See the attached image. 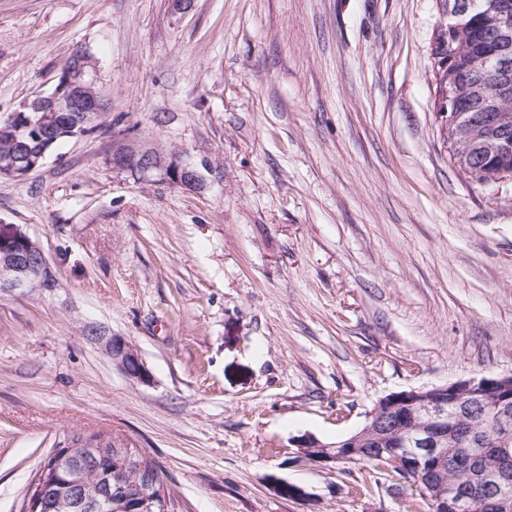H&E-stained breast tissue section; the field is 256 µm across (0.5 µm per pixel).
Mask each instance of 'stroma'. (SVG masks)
Returning <instances> with one entry per match:
<instances>
[{"label":"stroma","instance_id":"35a3bbf8","mask_svg":"<svg viewBox=\"0 0 512 512\" xmlns=\"http://www.w3.org/2000/svg\"><path fill=\"white\" fill-rule=\"evenodd\" d=\"M442 20L437 0H0V121L79 47L106 105L100 132L0 177V224L59 281L0 297V512L80 437L147 452L181 512H428L395 472L300 463L295 442L393 392L512 374V178L450 158ZM117 136L202 188L113 169ZM86 333L91 329L94 336H86L99 344L105 353L112 359L130 379L141 384H150L152 375L137 349L124 337L112 336L98 325H88Z\"/></svg>","mask_w":512,"mask_h":512}]
</instances>
